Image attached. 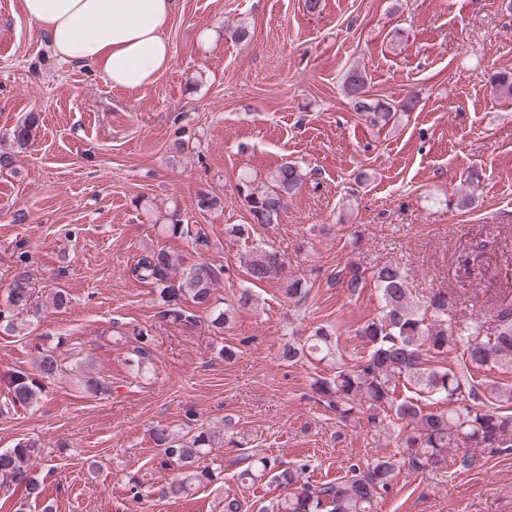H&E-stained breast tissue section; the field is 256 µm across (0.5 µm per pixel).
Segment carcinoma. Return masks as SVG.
<instances>
[{
    "instance_id": "1",
    "label": "carcinoma",
    "mask_w": 512,
    "mask_h": 512,
    "mask_svg": "<svg viewBox=\"0 0 512 512\" xmlns=\"http://www.w3.org/2000/svg\"><path fill=\"white\" fill-rule=\"evenodd\" d=\"M495 90L512 98V72L492 75ZM343 94L356 111L371 112L375 122H390L395 113L409 112L413 99L396 103L369 99L367 77L359 70L345 78ZM31 117L18 124L13 143L25 148L32 137ZM307 174L294 163L285 162L258 185L250 175L236 184L238 197L247 208L249 222L235 224L229 233L245 238L255 225L280 223L288 208V198L302 186ZM171 238L188 237L199 248L209 246L206 234H191L189 225L175 217L164 225ZM246 273L253 285L276 281L288 299L309 295L304 278L282 281L286 261L279 251L253 246L244 257ZM136 281L158 287L163 309L158 317L185 327L197 325L198 312L211 310L208 330L218 336L230 325L234 306L220 307L214 294L225 275L205 259L186 267L183 258L166 247H153L141 254L130 268ZM329 283L355 294L372 286L380 299V313L355 330L367 346V353L354 363L342 360L339 336L328 325L316 327L305 341L284 345L283 359L298 362L316 360L331 366L330 374L314 378L312 389L318 400L327 404L337 423L352 430L367 428L380 436L391 429L397 432L399 446L389 456H380L364 467L352 466L351 477L314 484L304 477L307 465L290 467L260 452L249 450L246 433L235 423L224 421V432L210 429L179 432L168 425L152 429L151 439L160 449L159 468L174 472L161 489L165 497H187L203 485L221 479L222 467L213 468L206 457L225 445L243 448L240 462L246 464L238 474L240 484L253 486L264 480L283 486L285 494L260 505L258 512H374L375 503L392 492L402 470L423 474L452 465L454 472L479 467L481 457L512 448V385L492 378V374L512 373V308L501 309L494 329H485L477 318L468 323L456 320V297L435 291L426 300L415 298L400 263L388 261L372 270L355 261L347 262L330 274ZM33 288L25 270L16 273L0 309V328L21 334L26 324L18 321L22 312L33 308ZM136 346L129 366L141 376L153 355L152 336L142 329L134 333ZM48 335L34 337L33 371L13 374L8 395L0 405L4 417L16 407H30L43 396L48 384L66 371L69 338L58 336L47 344ZM459 348L461 367L444 364L449 351ZM81 389L91 395L106 394L111 383L93 371L79 379ZM42 443L23 438L14 447L0 450V482L21 488L29 499L41 500L42 481L34 462L42 459Z\"/></svg>"
}]
</instances>
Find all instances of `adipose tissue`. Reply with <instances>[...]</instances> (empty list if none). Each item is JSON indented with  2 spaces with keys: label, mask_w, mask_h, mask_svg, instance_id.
<instances>
[{
  "label": "adipose tissue",
  "mask_w": 512,
  "mask_h": 512,
  "mask_svg": "<svg viewBox=\"0 0 512 512\" xmlns=\"http://www.w3.org/2000/svg\"><path fill=\"white\" fill-rule=\"evenodd\" d=\"M60 59L100 72L112 87L153 86L172 60L163 35L173 0H21Z\"/></svg>",
  "instance_id": "1"
}]
</instances>
